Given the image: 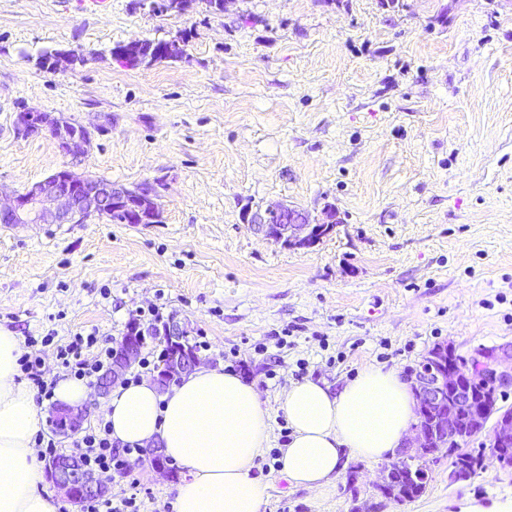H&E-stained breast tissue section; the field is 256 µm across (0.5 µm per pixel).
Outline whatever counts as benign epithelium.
<instances>
[{
    "mask_svg": "<svg viewBox=\"0 0 512 512\" xmlns=\"http://www.w3.org/2000/svg\"><path fill=\"white\" fill-rule=\"evenodd\" d=\"M14 125L17 134L23 137L49 134L60 151L73 159L84 156L90 145V133L73 128L46 112L22 110L16 114ZM159 188L157 181H145L128 188L62 168L15 192L8 203H0V223L17 228L37 224H83L93 217L104 218L114 205L123 207L133 224L154 222L160 217ZM335 220L337 217L331 212L325 221L314 222L308 213L281 203L267 206L262 213L246 215V221L267 238L293 249L310 248L320 242L333 231ZM152 336H164L169 344L161 370L151 375L160 390L202 363L201 358L187 352L188 330L179 321L172 318L161 326L135 323L115 348L112 369L99 382V395H106L110 386L121 382L137 360L142 344ZM453 353L455 348L451 344L437 345L428 351L421 367L407 375L418 409L431 416L432 421L426 429L412 425V437L397 451L396 460L382 468L377 489L386 498L399 501L408 497L403 463L422 454L434 456L450 442L464 445L455 420L460 408L477 411L472 383L479 384L492 397L512 389L511 344L476 349L468 357L448 360ZM60 414L65 429L73 433L85 417L83 409L66 405L61 407ZM490 441L489 458L512 475V417L503 416L494 422ZM49 476L54 487L74 501L98 490L93 478L81 471L74 458L53 462Z\"/></svg>",
    "mask_w": 512,
    "mask_h": 512,
    "instance_id": "7a95c632",
    "label": "benign epithelium"
}]
</instances>
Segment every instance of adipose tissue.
<instances>
[{
	"mask_svg": "<svg viewBox=\"0 0 512 512\" xmlns=\"http://www.w3.org/2000/svg\"><path fill=\"white\" fill-rule=\"evenodd\" d=\"M20 355L18 337L0 329V512H57L56 499L39 488L46 465L34 447L40 407L20 378ZM279 408L291 430L279 471L289 484L317 489L349 459L396 454L416 399L395 370L367 364L335 391L311 379L290 382ZM104 414L112 439L157 444L187 469L174 488V512H260L266 485L252 469L269 445L271 412L254 381L209 366L165 392L144 378L113 392Z\"/></svg>",
	"mask_w": 512,
	"mask_h": 512,
	"instance_id": "adipose-tissue-1",
	"label": "adipose tissue"
}]
</instances>
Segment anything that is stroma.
I'll return each instance as SVG.
<instances>
[{"mask_svg":"<svg viewBox=\"0 0 512 512\" xmlns=\"http://www.w3.org/2000/svg\"><path fill=\"white\" fill-rule=\"evenodd\" d=\"M188 33L185 58L128 68L132 39ZM83 63L40 68L43 51ZM91 133L64 156L17 112ZM132 187L163 180L158 223L0 228V327L39 339L48 379L77 333L114 342L137 309L189 322L207 366L239 370L272 412L253 472L261 512H352L380 463L351 459L319 489L290 485L278 405L289 382L338 388L364 364L407 374L433 346L512 343V0H234L154 14L139 0H0V191L62 167ZM284 203L339 223L307 249L247 212ZM184 467L132 465L143 512H173ZM512 512V476L431 467L425 493L383 512Z\"/></svg>","mask_w":512,"mask_h":512,"instance_id":"stroma-1","label":"stroma"}]
</instances>
